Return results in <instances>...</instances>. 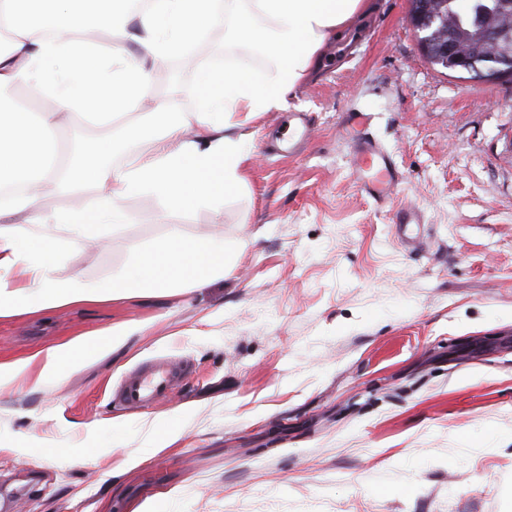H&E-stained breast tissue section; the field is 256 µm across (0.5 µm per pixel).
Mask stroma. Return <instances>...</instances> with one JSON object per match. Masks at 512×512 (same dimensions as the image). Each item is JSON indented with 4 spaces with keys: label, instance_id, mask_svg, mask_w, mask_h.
<instances>
[{
    "label": "stroma",
    "instance_id": "1",
    "mask_svg": "<svg viewBox=\"0 0 512 512\" xmlns=\"http://www.w3.org/2000/svg\"><path fill=\"white\" fill-rule=\"evenodd\" d=\"M410 7L369 0L285 110L228 128L250 140L237 192L187 210L128 196L93 248L50 225L61 281L110 282L174 226L217 235L233 264L190 288L0 316V364L133 328L0 394L14 512H512V83L434 66ZM201 42L200 64L265 65L223 27ZM196 86L180 62L155 84L186 112ZM292 112L311 125L294 156ZM355 112L402 174L391 200L358 187ZM406 204L421 213L411 247L394 224ZM158 357L191 367L170 398L113 403Z\"/></svg>",
    "mask_w": 512,
    "mask_h": 512
}]
</instances>
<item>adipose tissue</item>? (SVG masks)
<instances>
[{
	"instance_id": "1",
	"label": "adipose tissue",
	"mask_w": 512,
	"mask_h": 512,
	"mask_svg": "<svg viewBox=\"0 0 512 512\" xmlns=\"http://www.w3.org/2000/svg\"><path fill=\"white\" fill-rule=\"evenodd\" d=\"M131 0H0V97L23 91L0 113V186L38 167L39 187L0 198V316L107 297H142L165 287L183 288L223 275L230 257L211 238H184L179 231L158 243L109 285L53 275L57 240L48 224L65 225L70 242H100L105 225L120 223L122 201L152 193L169 208L194 207L237 191L244 183L243 138L226 135L235 113L253 116L285 109L288 94L317 68L327 41L362 15L364 0H151L135 10ZM231 41L263 48L268 65L200 69L197 106L184 112L157 103L121 138L85 144L68 166L54 162L59 119L91 113L111 121L119 111L150 99V71L180 54L217 24ZM150 151H141L142 143ZM127 165L108 167L115 145ZM60 183L76 192L94 187L99 198L64 212L38 205L40 186ZM118 325L37 352L41 372L71 367L125 336Z\"/></svg>"
}]
</instances>
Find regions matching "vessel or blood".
<instances>
[{
	"mask_svg": "<svg viewBox=\"0 0 512 512\" xmlns=\"http://www.w3.org/2000/svg\"><path fill=\"white\" fill-rule=\"evenodd\" d=\"M352 164L361 191L375 201L387 200L401 182L383 147L370 138H358ZM420 221L421 214L416 208L404 206L398 210L397 231L402 241L413 243L412 227ZM185 377L186 370L181 363L168 359L154 360L125 375L113 397L119 405L143 409L167 398L176 383Z\"/></svg>",
	"mask_w": 512,
	"mask_h": 512,
	"instance_id": "1",
	"label": "vessel or blood"
}]
</instances>
